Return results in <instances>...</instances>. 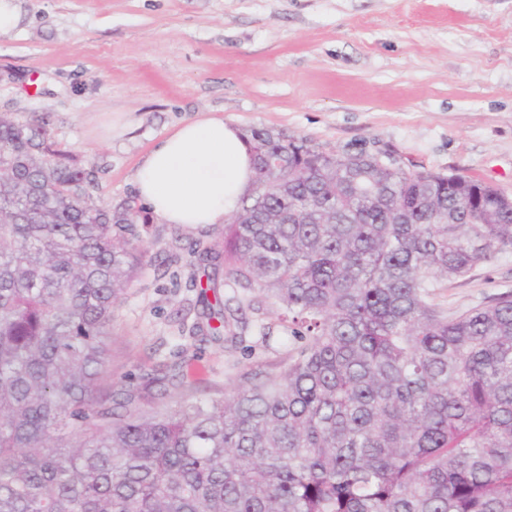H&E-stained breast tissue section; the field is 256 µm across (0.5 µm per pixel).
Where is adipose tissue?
<instances>
[{
    "mask_svg": "<svg viewBox=\"0 0 512 512\" xmlns=\"http://www.w3.org/2000/svg\"><path fill=\"white\" fill-rule=\"evenodd\" d=\"M249 145L237 127L197 117L172 129L141 160L133 181L161 222L189 227L223 223L250 190Z\"/></svg>",
    "mask_w": 512,
    "mask_h": 512,
    "instance_id": "1",
    "label": "adipose tissue"
}]
</instances>
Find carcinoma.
<instances>
[{"instance_id":"obj_1","label":"carcinoma","mask_w":512,"mask_h":512,"mask_svg":"<svg viewBox=\"0 0 512 512\" xmlns=\"http://www.w3.org/2000/svg\"><path fill=\"white\" fill-rule=\"evenodd\" d=\"M225 221L237 307L302 340L221 400L130 409L101 390L133 217L43 117L0 113V512H512V293L450 314L448 281L512 249V199L463 175L246 133ZM276 158L292 175L267 168Z\"/></svg>"}]
</instances>
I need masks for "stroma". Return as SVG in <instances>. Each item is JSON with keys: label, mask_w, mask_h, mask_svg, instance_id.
I'll use <instances>...</instances> for the list:
<instances>
[{"label": "stroma", "mask_w": 512, "mask_h": 512, "mask_svg": "<svg viewBox=\"0 0 512 512\" xmlns=\"http://www.w3.org/2000/svg\"><path fill=\"white\" fill-rule=\"evenodd\" d=\"M0 37V113L46 116L53 141L94 172L103 206L134 213L148 263L112 320L114 389L183 366L164 399L215 400L242 373H276L298 344L201 332L198 285L223 281L198 246L219 224L155 220L135 170L174 126L201 115L273 128L328 152H388L512 197V0H24ZM512 291V250L449 281L456 312Z\"/></svg>", "instance_id": "stroma-1"}]
</instances>
